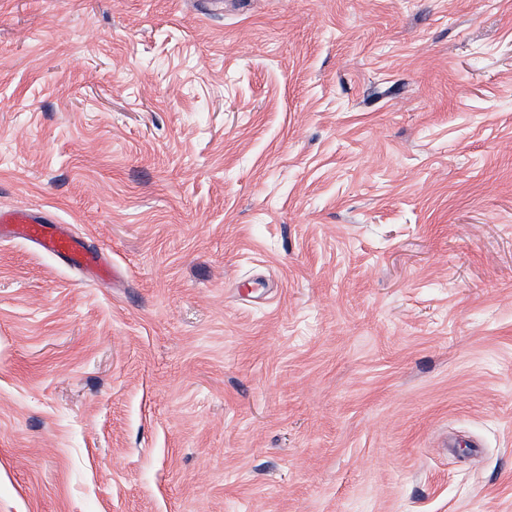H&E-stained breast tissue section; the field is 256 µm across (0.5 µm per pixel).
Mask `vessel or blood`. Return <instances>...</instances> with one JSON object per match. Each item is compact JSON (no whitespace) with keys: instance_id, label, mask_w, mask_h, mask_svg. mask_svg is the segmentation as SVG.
I'll use <instances>...</instances> for the list:
<instances>
[{"instance_id":"obj_1","label":"vessel or blood","mask_w":512,"mask_h":512,"mask_svg":"<svg viewBox=\"0 0 512 512\" xmlns=\"http://www.w3.org/2000/svg\"><path fill=\"white\" fill-rule=\"evenodd\" d=\"M15 239L35 242L44 253L95 272L100 279H107L111 274L102 253L86 248L55 221L37 215L31 208L0 207V244Z\"/></svg>"}]
</instances>
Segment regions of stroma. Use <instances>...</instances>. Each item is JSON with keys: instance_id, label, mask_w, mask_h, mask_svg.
<instances>
[{"instance_id": "1", "label": "stroma", "mask_w": 512, "mask_h": 512, "mask_svg": "<svg viewBox=\"0 0 512 512\" xmlns=\"http://www.w3.org/2000/svg\"><path fill=\"white\" fill-rule=\"evenodd\" d=\"M0 512H512V0H0ZM0 244L23 239L35 242L49 255L67 260L72 266L95 272L104 280L111 267L102 253L86 248L83 243L58 223L37 215L32 208L0 207Z\"/></svg>"}]
</instances>
